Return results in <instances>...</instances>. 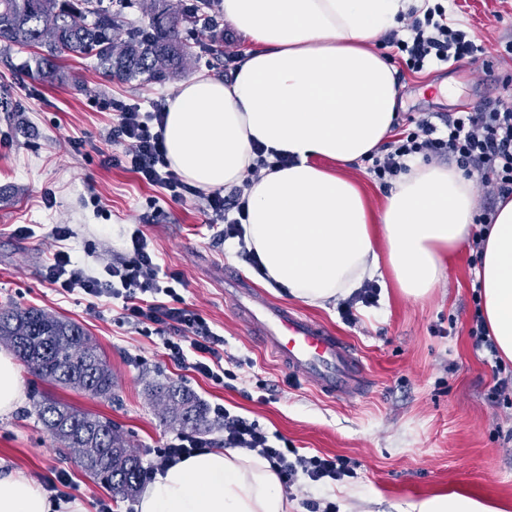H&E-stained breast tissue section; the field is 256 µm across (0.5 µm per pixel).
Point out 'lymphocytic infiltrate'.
I'll use <instances>...</instances> for the list:
<instances>
[{
  "label": "lymphocytic infiltrate",
  "instance_id": "f902f5d3",
  "mask_svg": "<svg viewBox=\"0 0 512 512\" xmlns=\"http://www.w3.org/2000/svg\"><path fill=\"white\" fill-rule=\"evenodd\" d=\"M444 15L445 9L438 2L423 16L412 17L406 25V37H390V45L405 54L408 68L419 71L433 63L474 61L484 54L477 36L465 29L450 28L443 21ZM112 110L117 117L112 142L122 151L103 155L102 165L124 166L146 183L163 187L176 202L198 194L166 160L161 131L164 102H156L153 111L145 113L139 103L116 100ZM417 157L448 158L480 186L496 190L502 197L511 195L512 106L489 101L452 113L437 123L421 119L414 130L400 133L371 154L369 172L387 187L407 171L408 161ZM202 197L211 223L223 224L225 238L241 237L237 215L246 209L243 190L228 197L218 191ZM71 236L69 225L54 227L56 248L42 270L47 282L68 294L82 293L92 305L103 298L120 301V324H152L171 361L223 384V336L195 310L180 304L176 291L182 282L180 274L159 273L154 252L141 230L129 234L125 255L106 265L99 275L89 273L69 251ZM213 412L224 431L222 447L258 452L277 469L284 487H291L301 476L318 486L352 474L343 458L299 454L297 449L283 445L281 434L268 432L257 421L221 405Z\"/></svg>",
  "mask_w": 512,
  "mask_h": 512
}]
</instances>
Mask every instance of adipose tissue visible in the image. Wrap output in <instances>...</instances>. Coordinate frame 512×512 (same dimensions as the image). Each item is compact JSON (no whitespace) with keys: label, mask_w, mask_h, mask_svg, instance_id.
<instances>
[{"label":"adipose tissue","mask_w":512,"mask_h":512,"mask_svg":"<svg viewBox=\"0 0 512 512\" xmlns=\"http://www.w3.org/2000/svg\"><path fill=\"white\" fill-rule=\"evenodd\" d=\"M423 0H222L224 18L249 40L231 81L198 75L169 99L166 158L204 191L244 186L242 223L260 282L323 308L364 279L390 272L422 299L447 256L469 239L474 189L464 172L416 159L373 211L344 166L379 147L403 105L395 67L377 52ZM290 163L250 177L253 144ZM335 162V170L324 161ZM385 250H378V242ZM482 311L502 361L512 362V196L499 200L479 258ZM25 400L19 366L0 351V416ZM0 512H87L53 501L43 485L0 469ZM137 512H289L265 458L210 448L156 471Z\"/></svg>","instance_id":"1"}]
</instances>
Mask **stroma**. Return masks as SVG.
I'll return each mask as SVG.
<instances>
[{"instance_id": "35a3bbf8", "label": "stroma", "mask_w": 512, "mask_h": 512, "mask_svg": "<svg viewBox=\"0 0 512 512\" xmlns=\"http://www.w3.org/2000/svg\"><path fill=\"white\" fill-rule=\"evenodd\" d=\"M448 21L470 27L487 49L478 61L410 71L396 48H387L398 71L405 107L397 129L431 112L449 114L489 100L512 103V0H448ZM194 45L185 68L162 83L105 77L92 61L66 58L58 80L27 74L29 50H0V309L34 307L81 324L107 357L111 399L42 381L22 370L26 400L0 417V461L45 477L67 471L87 512L100 503L112 512H136L134 499L94 484L38 421L34 400L47 395L112 419L143 461L164 447L179 427L157 402L153 387L173 382L208 407L258 421L280 433L300 453L340 456L354 476L318 487L299 480L288 491L291 512H306L308 499L336 502L341 512H402L407 503L460 493L512 512V390L494 400V361L475 350L467 327L475 312L477 263L462 247L428 298L403 295L391 279L378 281L377 305L358 306L356 324L341 321L335 306H302V313L347 337L368 368L369 388L354 398L326 396L266 352L224 297V273L255 282L251 264L220 239L199 198L177 203L164 190L141 182L120 166L100 164L113 152L108 138L112 100L136 101L143 111L159 98L206 73L229 79L246 39L228 22L188 25ZM66 224L68 245L92 269L125 252L133 229L147 236L163 270L179 272L181 296L224 336L223 385L212 384L165 355L156 336L118 324L119 308L89 305L80 293H62L44 280L54 245L52 230ZM29 234H21V227Z\"/></svg>"}]
</instances>
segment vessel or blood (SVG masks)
I'll return each instance as SVG.
<instances>
[{"label": "vessel or blood", "instance_id": "b4317fda", "mask_svg": "<svg viewBox=\"0 0 512 512\" xmlns=\"http://www.w3.org/2000/svg\"><path fill=\"white\" fill-rule=\"evenodd\" d=\"M224 292L267 350L315 389L342 398L367 390L366 365L346 339L295 309L265 300L239 278L225 277Z\"/></svg>", "mask_w": 512, "mask_h": 512}]
</instances>
